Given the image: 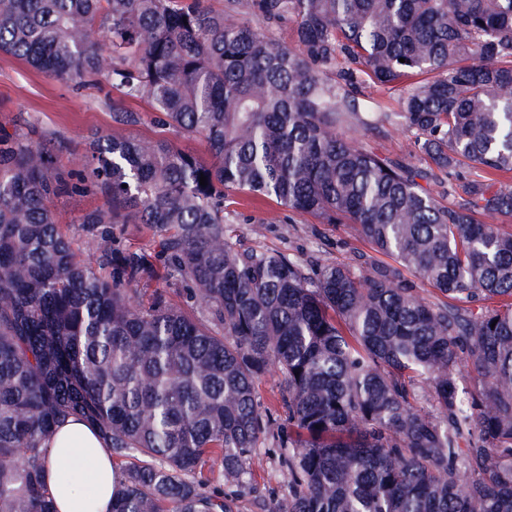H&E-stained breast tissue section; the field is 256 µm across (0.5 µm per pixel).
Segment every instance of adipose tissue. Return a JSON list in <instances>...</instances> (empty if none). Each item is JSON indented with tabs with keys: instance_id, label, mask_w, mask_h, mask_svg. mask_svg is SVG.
Instances as JSON below:
<instances>
[{
	"instance_id": "1",
	"label": "adipose tissue",
	"mask_w": 512,
	"mask_h": 512,
	"mask_svg": "<svg viewBox=\"0 0 512 512\" xmlns=\"http://www.w3.org/2000/svg\"><path fill=\"white\" fill-rule=\"evenodd\" d=\"M48 448L45 477L58 512H110L116 474L111 452L96 428L81 419L70 421L50 436ZM85 473L95 483L90 496L75 486Z\"/></svg>"
}]
</instances>
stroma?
Returning a JSON list of instances; mask_svg holds the SVG:
<instances>
[{
	"mask_svg": "<svg viewBox=\"0 0 512 512\" xmlns=\"http://www.w3.org/2000/svg\"><path fill=\"white\" fill-rule=\"evenodd\" d=\"M114 92L105 83L77 89L47 77L25 62L0 52V130L20 132L35 144L43 134H52L56 143L49 154L53 167L65 171L83 168L89 143L95 133L125 135V128L112 122ZM132 111L142 113L144 121L134 127L136 136L172 139L174 144L202 161H210L206 142L197 136H172L155 123L150 105L138 99L126 100ZM359 138L370 148L390 157L427 167V157L411 152V131L391 125L371 131H359ZM105 200L95 194L63 196L53 207L54 217L73 242L78 254L95 261L88 251L80 224L85 213L102 207ZM229 229L245 248L270 252L288 251L304 257L314 256L325 264L357 265L380 261L381 256L359 240L345 224H323L311 215H289L276 201L243 198L236 206ZM254 474L251 490L239 498L240 512H263L265 503L280 495L288 482V471L280 462V451L273 445L257 449L248 461Z\"/></svg>",
	"mask_w": 512,
	"mask_h": 512,
	"instance_id": "stroma-1",
	"label": "stroma"
}]
</instances>
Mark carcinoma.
Returning a JSON list of instances; mask_svg holds the SVG:
<instances>
[{"mask_svg":"<svg viewBox=\"0 0 512 512\" xmlns=\"http://www.w3.org/2000/svg\"><path fill=\"white\" fill-rule=\"evenodd\" d=\"M0 0V52L66 83L120 92L112 122H160L208 145L98 136L79 174L0 132V512H57L47 442L72 417L121 460L112 512H239L271 443L288 469L265 512H512V0ZM289 21L296 46L260 27ZM400 88L382 120L414 132L423 169L367 148L377 125L328 76L337 55ZM405 62H399V59ZM207 185H200V175ZM456 176L448 203L421 182ZM351 224L394 264H318L243 248L235 193ZM100 194L79 258L55 199ZM143 224L164 272L102 242ZM164 276L195 316L140 291ZM442 299L421 296L415 282ZM282 379L288 428L256 383ZM427 386L433 412L416 404Z\"/></svg>","mask_w":512,"mask_h":512,"instance_id":"cac0c4a2","label":"carcinoma"}]
</instances>
